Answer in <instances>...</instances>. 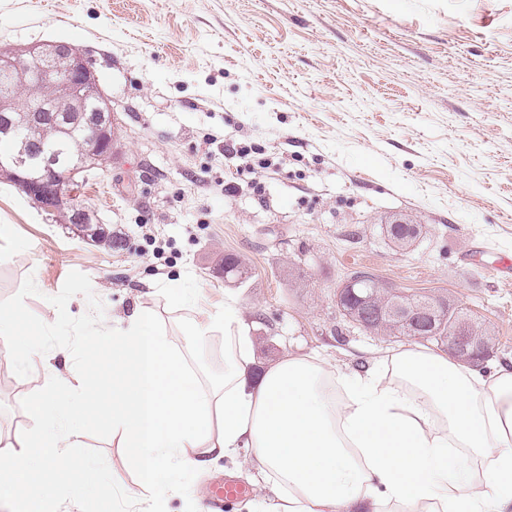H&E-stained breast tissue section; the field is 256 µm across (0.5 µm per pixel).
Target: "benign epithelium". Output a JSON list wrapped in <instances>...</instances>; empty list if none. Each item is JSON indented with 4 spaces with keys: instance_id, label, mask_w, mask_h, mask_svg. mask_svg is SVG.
Returning <instances> with one entry per match:
<instances>
[{
    "instance_id": "benign-epithelium-1",
    "label": "benign epithelium",
    "mask_w": 512,
    "mask_h": 512,
    "mask_svg": "<svg viewBox=\"0 0 512 512\" xmlns=\"http://www.w3.org/2000/svg\"><path fill=\"white\" fill-rule=\"evenodd\" d=\"M0 72L9 79L0 86V137L24 136L19 152L0 158V171L45 212L68 209V223L87 240L97 242L103 228L93 225L91 215L74 203V197L85 173L101 168L115 156L117 117L88 58L63 42L43 41L21 48L1 46ZM15 85L29 87L30 96L16 99L12 93ZM47 126L61 136L76 133L82 139V150L68 181L60 175L56 153L46 142ZM354 283L353 278L345 280L336 292V305L354 324L365 328L372 309L368 299L355 293ZM447 307L448 302L440 298L426 310H410L395 302L377 315L398 320L413 338H420L426 331L443 336L448 349L462 360L488 355V345L472 335L466 324L443 330L441 321Z\"/></svg>"
}]
</instances>
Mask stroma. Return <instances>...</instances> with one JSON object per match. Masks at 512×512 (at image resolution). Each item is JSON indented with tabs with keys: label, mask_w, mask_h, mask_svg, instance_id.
Segmentation results:
<instances>
[{
	"label": "stroma",
	"mask_w": 512,
	"mask_h": 512,
	"mask_svg": "<svg viewBox=\"0 0 512 512\" xmlns=\"http://www.w3.org/2000/svg\"><path fill=\"white\" fill-rule=\"evenodd\" d=\"M39 41L79 48L120 119L117 155L77 192L114 244L0 176V305L54 364H95L76 382L89 401L112 400L110 352L79 348L76 327L138 306L171 336L233 298L260 370L288 353L363 368L415 346L342 317L354 270L468 308L495 342L484 371L512 361V275L486 270L512 257V0H0V46ZM231 144L266 168L241 169ZM392 224L416 239L398 247ZM228 255L245 284L225 279ZM185 276L199 300L172 307L160 289ZM45 377L0 354V453L37 429ZM72 442L75 462L111 472L104 494L135 489L110 423L87 419ZM250 458L149 496L194 512L229 476L246 492L224 512H244L266 497Z\"/></svg>",
	"instance_id": "35a3bbf8"
}]
</instances>
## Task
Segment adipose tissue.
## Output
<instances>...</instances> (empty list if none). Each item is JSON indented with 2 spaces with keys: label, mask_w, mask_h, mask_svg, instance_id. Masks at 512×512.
Returning a JSON list of instances; mask_svg holds the SVG:
<instances>
[{
  "label": "adipose tissue",
  "mask_w": 512,
  "mask_h": 512,
  "mask_svg": "<svg viewBox=\"0 0 512 512\" xmlns=\"http://www.w3.org/2000/svg\"><path fill=\"white\" fill-rule=\"evenodd\" d=\"M82 327L95 345H111L118 398L93 404L68 379L50 378L43 447L0 456V512H48L60 486L79 501L108 482L104 467L68 454L90 414L111 422L141 479L125 504L107 496L98 512H163L144 504L159 476L180 491L182 474L241 448L275 491L264 512H512L510 365L487 373L409 347L361 371L288 354L257 377L244 312L229 298L184 342L140 307L122 323L90 317ZM217 336L224 370L212 382L189 357ZM461 448L481 474L450 466Z\"/></svg>",
  "instance_id": "obj_1"
}]
</instances>
